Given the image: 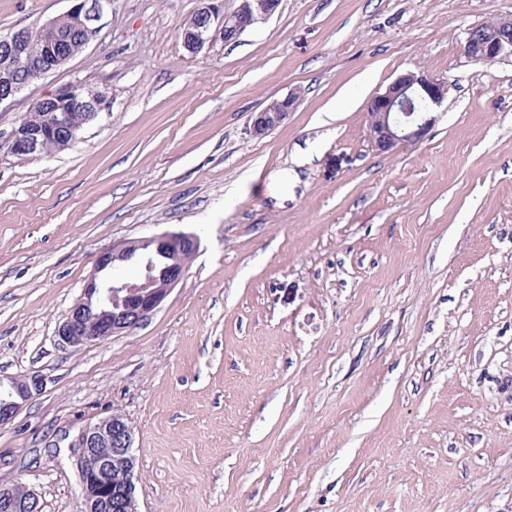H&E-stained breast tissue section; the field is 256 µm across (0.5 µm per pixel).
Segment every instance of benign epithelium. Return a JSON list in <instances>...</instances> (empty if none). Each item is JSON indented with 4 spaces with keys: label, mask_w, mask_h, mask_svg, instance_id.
I'll return each instance as SVG.
<instances>
[{
    "label": "benign epithelium",
    "mask_w": 512,
    "mask_h": 512,
    "mask_svg": "<svg viewBox=\"0 0 512 512\" xmlns=\"http://www.w3.org/2000/svg\"><path fill=\"white\" fill-rule=\"evenodd\" d=\"M72 2L63 15L39 28L43 56L31 58L26 54L23 29L0 38L3 54L11 59L10 64L0 65V104L13 101L25 88L67 63L72 58V33L82 31L85 42H90L98 31L97 22L112 4V0ZM200 2L201 6L182 23V47L191 56L219 39L237 41L244 32L275 15L281 4V0H236L237 6L226 11L218 0ZM461 48L476 64H490L504 53L512 54V16L468 28ZM447 91L445 82L425 72L397 76L367 103L366 121L374 147L387 152L421 138L425 125L413 128L407 118L440 105ZM298 100L296 90L270 100L253 113L250 133L261 137L280 126ZM43 107L47 112L45 123H21L7 133L11 155L37 157L50 141L61 147L72 145L107 107V96L84 84H66L44 97ZM75 112L83 115L82 120L73 119ZM147 242L154 245V253L144 249V241L134 240L98 255L93 275L58 326L57 336L62 343L76 347L133 332L183 280L188 262L199 248L197 237L183 232L163 233ZM129 263L139 267L136 280L106 276ZM44 387L45 378L40 374L6 382L0 379V427L13 422ZM70 447L81 487V512H138L134 427L123 413L114 411L83 428ZM0 512H42V508L34 490L27 487L21 494L15 485L0 486Z\"/></svg>",
    "instance_id": "1"
}]
</instances>
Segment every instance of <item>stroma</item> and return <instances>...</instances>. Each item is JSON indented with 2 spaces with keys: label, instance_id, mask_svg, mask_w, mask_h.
I'll list each match as a JSON object with an SVG mask.
<instances>
[{
  "label": "stroma",
  "instance_id": "stroma-1",
  "mask_svg": "<svg viewBox=\"0 0 512 512\" xmlns=\"http://www.w3.org/2000/svg\"><path fill=\"white\" fill-rule=\"evenodd\" d=\"M199 5L112 0L0 105L5 134L61 85L109 99L51 157L0 143V376L46 380L0 427V485L80 512L68 441L118 410L139 512H512V55L460 49L512 0H281L193 57ZM70 6L0 0V36ZM408 71L448 94L379 152L366 105ZM166 231L199 249L149 321L60 342L99 253ZM299 100L295 89L285 96L270 100L259 112H253L250 133L261 137L280 126L293 112Z\"/></svg>",
  "mask_w": 512,
  "mask_h": 512
}]
</instances>
